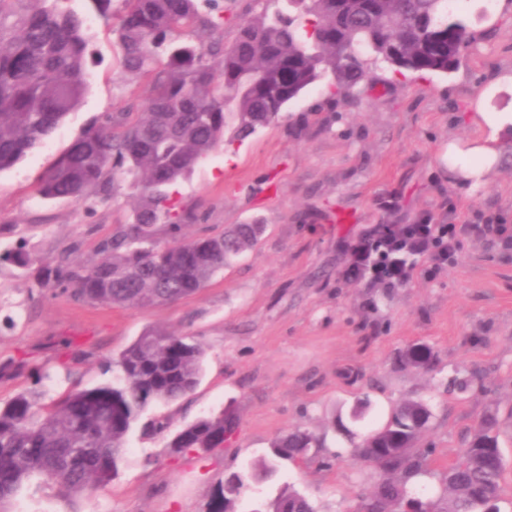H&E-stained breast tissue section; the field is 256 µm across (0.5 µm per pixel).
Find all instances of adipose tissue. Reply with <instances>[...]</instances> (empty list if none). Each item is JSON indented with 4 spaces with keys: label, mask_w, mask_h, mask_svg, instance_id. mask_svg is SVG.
<instances>
[{
    "label": "adipose tissue",
    "mask_w": 512,
    "mask_h": 512,
    "mask_svg": "<svg viewBox=\"0 0 512 512\" xmlns=\"http://www.w3.org/2000/svg\"><path fill=\"white\" fill-rule=\"evenodd\" d=\"M470 123L483 129L475 139L452 140L441 157L456 185L476 189L497 175L506 156L505 135L512 134V111L468 113Z\"/></svg>",
    "instance_id": "1"
}]
</instances>
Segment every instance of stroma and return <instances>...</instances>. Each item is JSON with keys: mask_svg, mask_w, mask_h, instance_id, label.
I'll return each mask as SVG.
<instances>
[{"mask_svg": "<svg viewBox=\"0 0 512 512\" xmlns=\"http://www.w3.org/2000/svg\"><path fill=\"white\" fill-rule=\"evenodd\" d=\"M85 20L92 53L89 91L42 148L0 173V249L25 245L37 258L90 262L132 215L133 193L116 179L102 202L45 200L36 179L107 112H142L149 81L122 73L112 24L69 0ZM473 39L453 72L404 77L387 69L327 104L310 89L278 121L236 149L218 148L179 186L192 219L186 237L218 235L257 222V243L233 258L207 288L163 306L106 307L41 295L22 270L0 265V360L29 357L30 368L0 380L4 402L32 386L34 368L47 398L111 380L103 361L149 329L194 337L205 351L203 374L187 397L159 406L165 433L133 437L110 485L93 499L31 480L11 512H203L214 486L294 428L323 438L324 449L249 491L240 512L272 500L283 485L304 492L317 512H353L374 482L353 457L357 436L383 424L390 407L430 398L434 417L420 439L430 449L425 474L410 483L422 498L439 489L442 469L492 407L512 413V247L473 233L457 238L452 262L421 256L408 280L374 288L347 279L349 244L375 224L512 225V157L486 186L458 188L441 171L449 141L477 136L462 123L492 78L512 71V0H470ZM333 111L330 127L317 112ZM433 350L432 372L400 363L414 347ZM477 368L482 385L459 398L446 392L448 370ZM370 395L373 411L343 428L340 414ZM223 409L237 422L224 450L173 458V432Z\"/></svg>", "mask_w": 512, "mask_h": 512, "instance_id": "stroma-1", "label": "stroma"}]
</instances>
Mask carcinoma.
<instances>
[{
	"label": "carcinoma",
	"mask_w": 512,
	"mask_h": 512,
	"mask_svg": "<svg viewBox=\"0 0 512 512\" xmlns=\"http://www.w3.org/2000/svg\"><path fill=\"white\" fill-rule=\"evenodd\" d=\"M68 0H0V172L43 146L76 111L88 92L84 18ZM92 10L117 19L123 72L153 83L144 112L108 115L87 126L38 180L46 200L107 195L116 176L137 197L131 221L100 244V258L83 263L61 256L41 267V290L53 297L109 307L148 308L200 292L263 231L237 224L218 235L179 236L191 219L177 185L221 145L243 142L279 119L310 88L322 84L327 100L349 92L370 65L399 73L446 74L471 42L467 22L448 0H253L259 15L238 27L224 46V8L215 0H86ZM173 240L156 239L157 226ZM408 224H377L359 241L363 253L354 276L377 280L393 270L405 280L417 257L436 250L448 259L455 244L444 239L419 249ZM23 270L33 263L18 247L0 263ZM204 350L191 336L150 329L106 360L112 382L69 390L46 401L32 387L0 403V512L34 477L88 499L118 475L130 438L161 434L168 423L147 417L159 403H173L197 387ZM425 347L406 352V366L431 370ZM482 372L456 368L447 392L459 395ZM433 417L422 398L391 407L387 422L370 429L356 451L373 467L372 492L356 512H501L504 462L498 412L487 411L441 475V491L425 500L408 484L424 472L429 451L417 447ZM234 421L224 410L176 432L174 456L224 447ZM324 442L296 430L274 439L258 462L219 482L204 512H238L243 496L272 481L286 463L319 452ZM262 512H316L291 486L262 505Z\"/></svg>",
	"instance_id": "cac0c4a2"
}]
</instances>
